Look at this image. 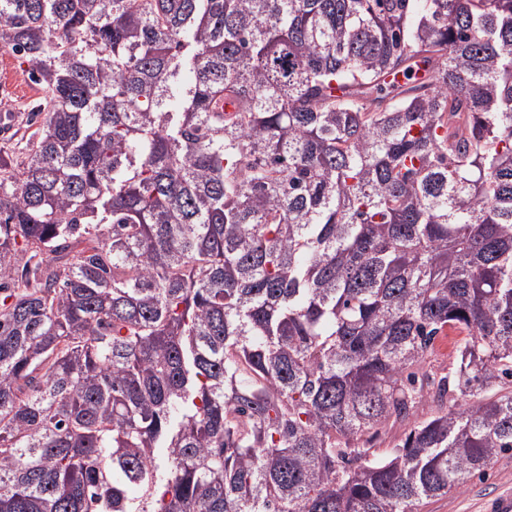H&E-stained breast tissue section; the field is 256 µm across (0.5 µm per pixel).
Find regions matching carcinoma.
I'll use <instances>...</instances> for the list:
<instances>
[{"instance_id": "cac0c4a2", "label": "carcinoma", "mask_w": 512, "mask_h": 512, "mask_svg": "<svg viewBox=\"0 0 512 512\" xmlns=\"http://www.w3.org/2000/svg\"><path fill=\"white\" fill-rule=\"evenodd\" d=\"M0 49V512H420L512 452V0H0ZM25 66L8 51L0 50V148L17 152L18 140L24 132L21 127L29 108L36 104L41 95L33 84ZM8 114L10 120L2 122V115ZM18 129H20L19 132ZM408 423H389L382 432L381 437L376 441V449L379 455H385L394 448L404 436Z\"/></svg>"}]
</instances>
